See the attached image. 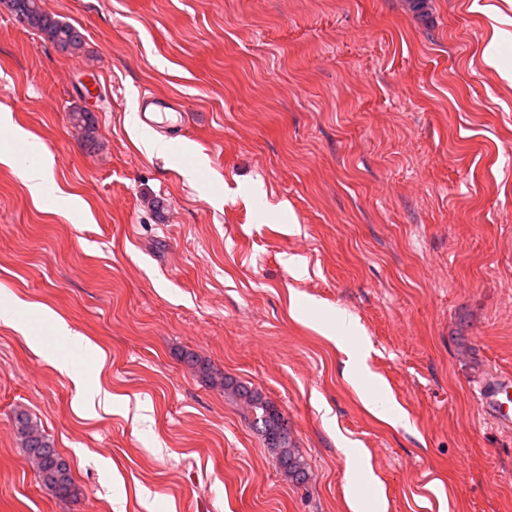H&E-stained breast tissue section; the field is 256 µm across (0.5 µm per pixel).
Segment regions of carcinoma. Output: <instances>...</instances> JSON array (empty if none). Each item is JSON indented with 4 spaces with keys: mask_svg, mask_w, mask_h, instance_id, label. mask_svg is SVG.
<instances>
[{
    "mask_svg": "<svg viewBox=\"0 0 512 512\" xmlns=\"http://www.w3.org/2000/svg\"><path fill=\"white\" fill-rule=\"evenodd\" d=\"M6 9L21 25L38 32L43 42L61 47L70 56L84 51L85 38L81 30L47 13L41 7L40 0H8ZM70 120L74 127L85 133L86 138H93L96 130L94 119L85 116L82 107L72 108ZM184 361L197 369L211 385L230 392L245 403L253 416V425L264 437L280 471L289 480L298 484L304 483L307 479L306 462L295 448L292 437L283 434L285 417L282 412L259 391L224 376V373L199 361L195 355H185ZM14 425L20 447L42 477L40 485L60 499L78 498L80 490L74 481L69 463L54 447L40 423L28 413L19 412L15 415Z\"/></svg>",
    "mask_w": 512,
    "mask_h": 512,
    "instance_id": "carcinoma-1",
    "label": "carcinoma"
}]
</instances>
